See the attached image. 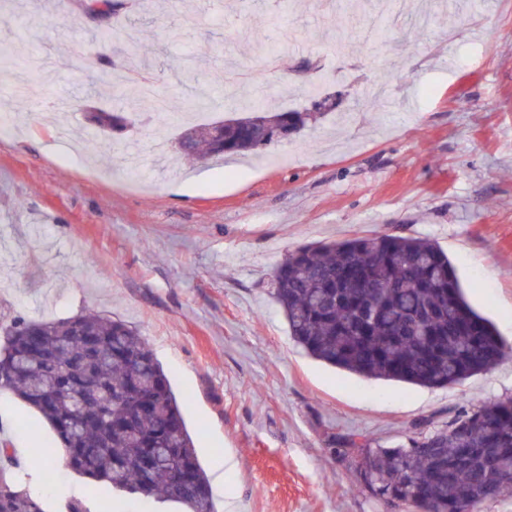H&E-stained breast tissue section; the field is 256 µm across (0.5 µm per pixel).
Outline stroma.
Here are the masks:
<instances>
[{
	"instance_id": "stroma-1",
	"label": "stroma",
	"mask_w": 512,
	"mask_h": 512,
	"mask_svg": "<svg viewBox=\"0 0 512 512\" xmlns=\"http://www.w3.org/2000/svg\"><path fill=\"white\" fill-rule=\"evenodd\" d=\"M160 0L94 42L124 72L148 69L186 114L221 120L265 95L303 109L317 68L339 105L259 159L183 164L154 152L152 125L116 139L87 119L93 79L75 48L93 25L71 0H0V54L43 70L16 108L0 68V321L90 309L148 343L181 400L205 472L232 455L215 512H401L359 492L333 441L379 444L445 427L512 398V352L463 384L365 379L291 338L273 274L291 251L396 231L447 253L471 305L512 345V0ZM46 512L89 499L50 428L0 391V442Z\"/></svg>"
}]
</instances>
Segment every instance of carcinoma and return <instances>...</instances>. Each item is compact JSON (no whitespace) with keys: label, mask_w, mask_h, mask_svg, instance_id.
Listing matches in <instances>:
<instances>
[{"label":"carcinoma","mask_w":512,"mask_h":512,"mask_svg":"<svg viewBox=\"0 0 512 512\" xmlns=\"http://www.w3.org/2000/svg\"><path fill=\"white\" fill-rule=\"evenodd\" d=\"M136 0H80L107 19ZM89 120L115 133L125 112L85 99ZM217 129L183 128L181 158L261 149L254 110ZM274 295L290 335L312 357L377 380L447 387L499 365L506 348L495 325L467 302L448 256L432 242L397 232L299 248L279 264ZM35 410L65 448L68 466L96 487L110 484L148 502L175 501L214 512L178 397L144 339L125 323L82 312L60 320L15 317L0 325V390ZM362 456L352 466L359 491L406 512H476L512 495V398L462 410L443 429L385 447L363 434L342 436L332 453ZM0 512H45L20 486L0 445Z\"/></svg>","instance_id":"1"}]
</instances>
